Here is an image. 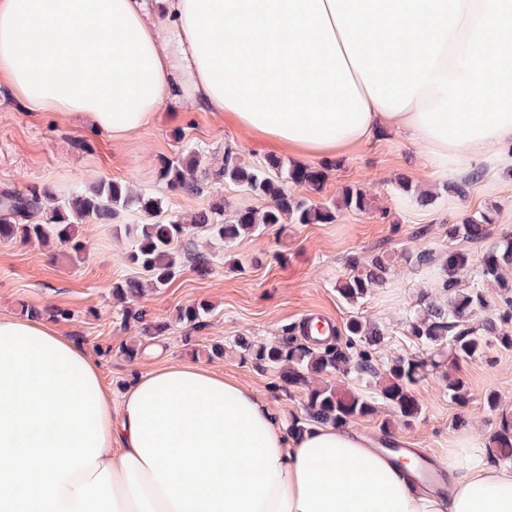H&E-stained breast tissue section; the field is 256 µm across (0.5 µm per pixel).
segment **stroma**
Instances as JSON below:
<instances>
[{
    "instance_id": "obj_1",
    "label": "stroma",
    "mask_w": 512,
    "mask_h": 512,
    "mask_svg": "<svg viewBox=\"0 0 512 512\" xmlns=\"http://www.w3.org/2000/svg\"><path fill=\"white\" fill-rule=\"evenodd\" d=\"M228 145L251 167L270 157L287 166L297 162L274 141L253 136L223 113L188 103L164 110L148 128L116 142L80 116L27 112L1 84L0 190L23 192L39 186L65 194L102 179L117 180L156 200L163 219H178L189 230L178 244L184 255L178 276L167 288L134 303L141 318L128 324L122 319L123 303L112 296V285L140 278L141 273L128 260L129 240L115 227L141 221L140 213H121L113 225L91 220L77 224L75 236L84 246L77 262L68 247L54 241H0V313L17 317L26 306L68 310V317L56 318L55 324L99 361L113 400H120L135 371L163 360L200 365L252 387L289 420L304 416L309 387L332 385L361 394L370 388L353 371L313 376L305 385L286 384L279 369L256 366L245 357L235 344L237 337L276 343L285 328L301 327L312 318L329 319L340 331L356 318L383 329V357L425 354V347L408 335L406 320L421 294L432 291L434 272L413 269L403 261V252L426 247L446 256L449 225L480 213L492 217V236L468 243L473 265H480L493 242L512 236V154L487 157L464 169L453 159L432 160L423 147L389 132L338 158L336 166L311 159V166L324 168V179L318 188L297 189L320 205L336 200L343 188L357 186L370 196V210L341 212L332 224L265 229L227 246L193 227L195 215L217 207L230 222L237 210L266 205L243 188L216 179ZM191 157L197 160L200 192L171 190L159 177L161 160ZM407 185L428 194L430 205L410 201L403 191ZM460 185L465 188L461 194L456 191ZM381 250L393 261L386 287L347 303L338 291L349 275L346 256L365 259ZM193 252L210 258L208 274H199L192 265ZM200 302L209 308L200 323L178 321L179 309ZM158 323L165 324V331L150 337L149 325ZM132 341L153 343L162 354L129 357L123 347ZM216 343L223 344V357H209ZM459 374L471 394L466 405L452 402L440 374L431 372L413 388L421 412L412 422L382 405L375 416L353 420L352 425L374 442H400L426 451L436 461L458 447L466 434L473 446L487 447L501 415L512 418V351L488 342L483 355L461 364ZM489 391L500 397L498 412L484 405Z\"/></svg>"
}]
</instances>
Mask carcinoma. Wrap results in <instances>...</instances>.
Returning <instances> with one entry per match:
<instances>
[{"label":"carcinoma","instance_id":"obj_1","mask_svg":"<svg viewBox=\"0 0 512 512\" xmlns=\"http://www.w3.org/2000/svg\"><path fill=\"white\" fill-rule=\"evenodd\" d=\"M159 173L174 190H198L195 168L189 163L164 159ZM216 176L267 200L260 211H237L234 221L228 224L216 218L217 210L195 216V224L211 238L226 244L261 228L282 224H333L343 210L370 209L365 191L351 186L345 187L335 202L316 206L293 188L320 185L323 171L286 167L278 158L267 159L262 168L246 166L230 146L224 149V167ZM132 209L148 219L140 224L123 225L124 235L133 241L128 259L141 267L147 279L117 282L112 286V294L119 300L132 302L147 290L164 288L174 279L181 268V253L175 250L173 243L182 238L185 226L174 219L156 221L158 202L133 194L120 182L101 180L87 192L67 195H57L46 187L26 193L1 191L0 240L47 242L55 239L71 244L75 258L79 259L83 245L73 237L74 224L87 218L98 224H111L120 213ZM492 223L493 218L485 213L469 217L462 224L448 225V239L481 241L490 236ZM404 260L415 268L438 271L436 288L440 299L420 303L407 320V332L418 343L428 348L447 346L456 363L483 354L489 336L501 348L512 349V334L505 331V327L512 324V278L507 274L512 267L511 238L488 249L477 271V282L469 286L463 284V274L470 268L471 258L462 250H450L440 261L435 252L428 249L409 251ZM345 264L350 273L339 288L344 299L356 302L364 298L369 289L387 285L391 261L386 253L380 251L364 261L350 254ZM485 283L498 288L497 303H492L484 292ZM486 310L490 314L480 324L470 323L474 314ZM206 313L208 307L204 304L189 306L180 310L179 320L195 325ZM383 342L380 329L353 320L347 324L345 338L335 334L317 348L298 341L288 328L276 345L257 344L243 336L237 338L236 344L255 363L281 368L280 378L289 384L306 382L311 374L346 373L352 369L367 382L378 384V392L373 396L340 393L328 386L309 389L305 415L292 418L288 425L289 432L300 434L316 424L342 425L354 418H370L376 414L380 403L391 407L406 422L420 414L412 386L425 370L436 368L440 363L430 356L385 360L381 357ZM443 381L452 401L459 405L469 401L468 388L461 378L445 373ZM489 451L500 460L512 462V421L501 422L489 441Z\"/></svg>","mask_w":512,"mask_h":512}]
</instances>
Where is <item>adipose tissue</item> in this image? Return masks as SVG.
<instances>
[{"label": "adipose tissue", "mask_w": 512, "mask_h": 512, "mask_svg": "<svg viewBox=\"0 0 512 512\" xmlns=\"http://www.w3.org/2000/svg\"><path fill=\"white\" fill-rule=\"evenodd\" d=\"M0 83L117 141L187 101L301 157L388 129L466 166L512 145V0H0ZM442 466L437 494L194 364L113 403L81 343L0 316V512H512L511 465Z\"/></svg>", "instance_id": "ef3b65f1"}]
</instances>
